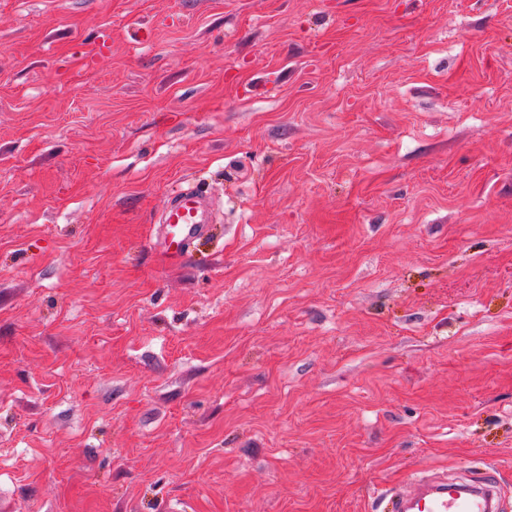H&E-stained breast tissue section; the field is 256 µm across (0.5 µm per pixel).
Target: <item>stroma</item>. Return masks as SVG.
I'll list each match as a JSON object with an SVG mask.
<instances>
[{
	"instance_id": "obj_1",
	"label": "stroma",
	"mask_w": 512,
	"mask_h": 512,
	"mask_svg": "<svg viewBox=\"0 0 512 512\" xmlns=\"http://www.w3.org/2000/svg\"><path fill=\"white\" fill-rule=\"evenodd\" d=\"M429 468L512 512V0H0V512ZM214 211L209 200L195 187L173 196L164 206L160 219L159 244L169 260L190 254L193 241L207 234Z\"/></svg>"
}]
</instances>
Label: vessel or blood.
Returning <instances> with one entry per match:
<instances>
[{
	"instance_id": "b4317fda",
	"label": "vessel or blood",
	"mask_w": 512,
	"mask_h": 512,
	"mask_svg": "<svg viewBox=\"0 0 512 512\" xmlns=\"http://www.w3.org/2000/svg\"><path fill=\"white\" fill-rule=\"evenodd\" d=\"M214 211L209 200L195 187L173 196L161 215L159 244L168 259L188 255L193 241L207 234ZM502 491L490 474L470 484H452L431 474L415 480L406 493L391 492L386 512H498Z\"/></svg>"
}]
</instances>
